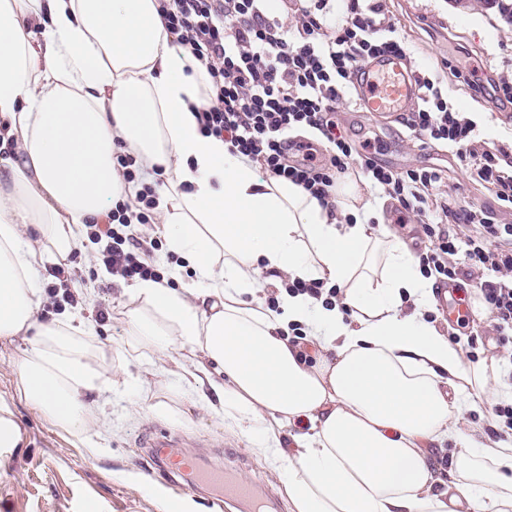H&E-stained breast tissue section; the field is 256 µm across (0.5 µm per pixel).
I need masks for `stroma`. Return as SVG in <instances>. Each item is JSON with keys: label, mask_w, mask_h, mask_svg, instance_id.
<instances>
[{"label": "stroma", "mask_w": 512, "mask_h": 512, "mask_svg": "<svg viewBox=\"0 0 512 512\" xmlns=\"http://www.w3.org/2000/svg\"><path fill=\"white\" fill-rule=\"evenodd\" d=\"M398 34L412 63L437 72L448 87L449 98L478 124L481 138L491 146L512 144V105H496L475 97L450 69L476 66L472 80L512 78V24L505 23L491 0H387ZM340 118L354 139H372L378 163L396 170L437 168L448 176L447 191L462 204L494 207L491 193L467 178L454 149L447 144L421 146L396 114H378L350 106ZM87 244L85 253L74 254L67 265L77 275L76 287L93 286V301L80 304L83 318L93 323L100 342L111 346L109 359L93 360L102 381L124 373L128 383L93 398L94 412L105 424L93 432L98 455L85 451L78 438L58 432L17 394L16 344L0 342V408L12 413L22 442L15 448L0 447V512H159V498H166L169 512L181 504L192 512H251L248 504L222 498L218 491L187 489L175 481L169 468L151 455L153 439L167 437L184 459L202 467L226 465L248 483L259 486L276 503V512H288V500L272 464L255 455L244 442L225 431L223 415L202 407L195 391L176 379L156 386L155 407L133 411L131 384L139 380L145 352L125 350L126 313L131 308L125 280L94 266ZM481 272L461 266L460 295L470 306L465 323L447 319L441 311L425 312L426 321L444 330L462 352H476L475 368L488 380L489 398L470 412L471 428L500 434L493 409L512 391V360H504L489 311L474 286Z\"/></svg>", "instance_id": "1"}]
</instances>
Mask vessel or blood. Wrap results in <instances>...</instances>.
<instances>
[{"instance_id": "1", "label": "vessel or blood", "mask_w": 512, "mask_h": 512, "mask_svg": "<svg viewBox=\"0 0 512 512\" xmlns=\"http://www.w3.org/2000/svg\"><path fill=\"white\" fill-rule=\"evenodd\" d=\"M355 90L364 111L395 113L410 111L417 104V87L407 61L388 55L375 58L358 67ZM193 482L206 484L234 498H250L252 488L223 470L194 472Z\"/></svg>"}]
</instances>
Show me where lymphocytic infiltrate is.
<instances>
[{"label": "lymphocytic infiltrate", "mask_w": 512, "mask_h": 512, "mask_svg": "<svg viewBox=\"0 0 512 512\" xmlns=\"http://www.w3.org/2000/svg\"><path fill=\"white\" fill-rule=\"evenodd\" d=\"M174 43L205 68L210 104L199 114L200 130L230 142L263 173L304 188L320 202L351 172H362L374 189L396 199L401 217L416 216L429 240L419 255L425 277L455 280L460 264L489 273L477 283L501 346L512 345V224L495 211L462 206L449 198L438 169L401 172L376 162L344 132L338 112L351 99V75L360 63L391 54L405 56L385 0H301L290 16L272 14L268 0H158ZM419 97L402 122L421 144L445 142L469 179L491 190L499 209L512 211V152L489 147L474 120L448 98L439 81L416 73ZM310 129L328 143L318 160L311 143L292 139ZM156 188L142 184L134 201L116 202L112 221L90 224L98 244L96 264L124 280L161 281L153 250L135 226L153 222ZM464 225L463 235L450 233Z\"/></svg>", "instance_id": "obj_1"}]
</instances>
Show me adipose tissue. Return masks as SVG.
Masks as SVG:
<instances>
[{
	"label": "adipose tissue",
	"instance_id": "obj_1",
	"mask_svg": "<svg viewBox=\"0 0 512 512\" xmlns=\"http://www.w3.org/2000/svg\"><path fill=\"white\" fill-rule=\"evenodd\" d=\"M157 7L0 0V125L19 155L0 170V340L23 345L19 398L97 454L89 399L105 386L90 360L112 350L90 347L79 316L41 322L37 277L83 252L85 224L136 192L113 161L122 145L143 172L164 167L156 211L196 276L179 291L151 280L129 291L126 334L159 355L136 404L151 397L149 376L185 382L274 465L291 512H512V442L464 431L484 386L423 319L431 283L385 236L382 209L351 177L321 205L202 135L207 76ZM297 280L337 289L335 303L288 294L265 307L264 284ZM448 441L444 468L433 451Z\"/></svg>",
	"mask_w": 512,
	"mask_h": 512
}]
</instances>
